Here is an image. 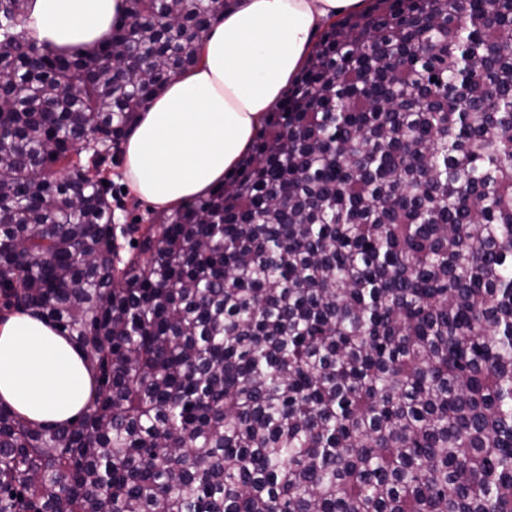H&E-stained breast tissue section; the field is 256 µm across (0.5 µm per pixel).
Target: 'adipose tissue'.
<instances>
[{
  "label": "adipose tissue",
  "mask_w": 512,
  "mask_h": 512,
  "mask_svg": "<svg viewBox=\"0 0 512 512\" xmlns=\"http://www.w3.org/2000/svg\"><path fill=\"white\" fill-rule=\"evenodd\" d=\"M362 0H242L205 42L199 64L149 101L124 149L133 192L160 209L203 197L247 151L311 48L313 33ZM124 0H34V37L75 51L103 43ZM94 394L82 351L49 322H0V404L44 426L74 421Z\"/></svg>",
  "instance_id": "1"
}]
</instances>
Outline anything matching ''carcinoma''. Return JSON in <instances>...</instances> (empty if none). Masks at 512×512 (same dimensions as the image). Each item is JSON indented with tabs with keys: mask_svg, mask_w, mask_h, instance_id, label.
<instances>
[{
	"mask_svg": "<svg viewBox=\"0 0 512 512\" xmlns=\"http://www.w3.org/2000/svg\"><path fill=\"white\" fill-rule=\"evenodd\" d=\"M27 2L0 0V311L95 395L60 427L0 406V512H512V0L328 24L224 185L124 226L85 171L237 0H126L84 56Z\"/></svg>",
	"mask_w": 512,
	"mask_h": 512,
	"instance_id": "carcinoma-1",
	"label": "carcinoma"
}]
</instances>
